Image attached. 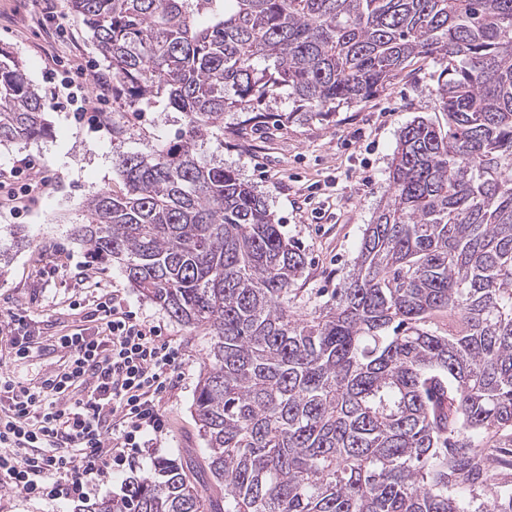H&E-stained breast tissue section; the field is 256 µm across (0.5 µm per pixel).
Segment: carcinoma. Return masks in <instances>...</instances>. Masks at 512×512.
<instances>
[{"label": "carcinoma", "instance_id": "obj_1", "mask_svg": "<svg viewBox=\"0 0 512 512\" xmlns=\"http://www.w3.org/2000/svg\"><path fill=\"white\" fill-rule=\"evenodd\" d=\"M70 8L129 104L186 121L119 160L125 192L92 197L77 236L211 335L194 400L205 455L74 512H512V0ZM420 57L440 66L447 130L401 131L353 273L300 317L304 255L198 143L285 89L316 116L361 103ZM46 109L1 52L0 144L47 137Z\"/></svg>", "mask_w": 512, "mask_h": 512}]
</instances>
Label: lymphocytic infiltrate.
<instances>
[{
	"instance_id": "lymphocytic-infiltrate-1",
	"label": "lymphocytic infiltrate",
	"mask_w": 512,
	"mask_h": 512,
	"mask_svg": "<svg viewBox=\"0 0 512 512\" xmlns=\"http://www.w3.org/2000/svg\"><path fill=\"white\" fill-rule=\"evenodd\" d=\"M95 333L56 337L62 368L28 386L11 366L36 357L37 336L23 319L12 331L0 369V485L33 498H79L108 465L133 448L153 447L167 432L160 407L179 352L158 327L137 320L121 298H94Z\"/></svg>"
}]
</instances>
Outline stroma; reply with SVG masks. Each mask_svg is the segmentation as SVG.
I'll list each match as a JSON object with an SVG mask.
<instances>
[{
	"mask_svg": "<svg viewBox=\"0 0 512 512\" xmlns=\"http://www.w3.org/2000/svg\"><path fill=\"white\" fill-rule=\"evenodd\" d=\"M18 59L32 84L49 105L51 134L26 146L0 145V195L19 192L27 175L13 163L34 161L46 182L33 204L16 213L0 211V229L24 225L27 243L14 249L0 275V316L14 312L30 318L42 337V356L14 366L24 383L38 382L57 367L60 355L53 337L97 321L69 308L85 297L78 261L88 250L74 235L84 223L85 205L100 190L121 192L118 160L148 153L176 141L185 126L182 113L156 105H128L114 89L109 109L128 133L113 135L111 126L92 130L98 113L96 94L112 71L96 50L88 27L69 9L68 0H0V48ZM432 59L418 58L367 101L343 106L326 117L292 114V102L281 98L224 115V134L205 140L199 155L221 162L263 196L281 230L306 258L292 287L293 305L308 314L332 300L347 281L360 242L388 185V168L400 131L413 120L446 127L447 117L436 96ZM83 109L88 117L75 122ZM59 266V274L39 277L41 267ZM90 282L102 292H117L126 307L146 324L159 326L179 347L183 360L160 406L169 431L155 447L139 451L129 464L108 468L86 489L94 502L121 496L132 478L147 475L159 458H178L184 449L203 451L193 404L210 335L192 331L130 287L118 264H94Z\"/></svg>",
	"mask_w": 512,
	"mask_h": 512,
	"instance_id": "stroma-1",
	"label": "stroma"
}]
</instances>
